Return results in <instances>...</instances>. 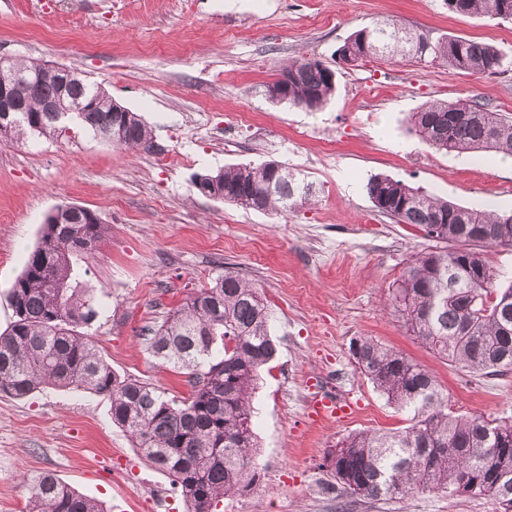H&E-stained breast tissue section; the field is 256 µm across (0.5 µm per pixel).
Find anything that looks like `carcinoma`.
<instances>
[{"instance_id":"cac0c4a2","label":"carcinoma","mask_w":512,"mask_h":512,"mask_svg":"<svg viewBox=\"0 0 512 512\" xmlns=\"http://www.w3.org/2000/svg\"><path fill=\"white\" fill-rule=\"evenodd\" d=\"M448 11L476 18L512 19V0H445ZM338 59L400 57L440 61L470 75L493 74L502 65L496 48L461 37L433 38L393 21L355 31ZM10 66L37 77L25 97L33 115L11 127L10 140L56 139L63 118L39 111L59 93L56 73L42 63ZM286 103L321 106L335 90V71L319 61H293ZM73 103L88 100L94 112H70L95 134L125 148L151 147V130L135 112H115L97 84L66 88ZM412 127L437 150L494 151L512 156V119L476 99L436 101L412 115ZM224 201L286 215L307 203L312 185L284 165H233L203 175L202 189ZM374 206L398 222L446 243L422 251L397 280L393 307L434 354L483 375L512 371V282H500L483 249L512 245V213L478 212L388 176L367 185ZM107 227L84 211L57 219L48 214L37 245L10 289L13 321L0 333V392L24 398L48 388L80 390L110 401L112 422L124 429L143 456L174 481L192 512H211L214 502L248 491L259 476L252 396L260 369L276 354L270 315L259 288L226 271L198 289L155 331L154 356L186 370L190 391L169 398L146 382L122 377L83 329L98 315L93 289L79 281L74 259L93 250ZM361 373L386 401L413 413L403 431L352 434L331 449L326 465L352 495L386 497L413 490L492 496L512 512V421L487 420L452 411L434 377L404 354L372 339H358ZM27 512H104L52 473L39 475Z\"/></svg>"}]
</instances>
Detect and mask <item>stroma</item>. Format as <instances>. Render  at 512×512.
I'll use <instances>...</instances> for the list:
<instances>
[{
  "label": "stroma",
  "instance_id": "obj_1",
  "mask_svg": "<svg viewBox=\"0 0 512 512\" xmlns=\"http://www.w3.org/2000/svg\"><path fill=\"white\" fill-rule=\"evenodd\" d=\"M377 21L490 43L503 66L472 76L440 62L337 63L344 41ZM1 56L77 69L140 115L153 142L129 152L71 120L55 142L0 141L8 217L0 222V332L13 320L8 290L47 214L86 207L108 228L77 261L99 301L89 333L120 375L171 398L188 394L186 375L155 357L149 340L219 272L254 282L270 309L278 352L253 397L261 476L217 512H502L489 496H352L322 463L348 435L408 425L358 369L351 346L363 337L428 368L456 412L512 420V373L457 368L394 312L396 280L432 242L379 212L367 192L383 175L469 209L512 212V164L492 152L435 150L410 123L424 104L458 98L512 117V20L456 15L444 0H0ZM300 59L336 71L321 108L266 96L282 66ZM244 112L256 127L238 136L234 121ZM271 160L314 188L285 216L210 199L192 185L198 175ZM329 388L349 413L320 420L310 402ZM44 472L107 512H189L170 478L113 424L106 397L0 393V512H23L27 477Z\"/></svg>",
  "mask_w": 512,
  "mask_h": 512
}]
</instances>
